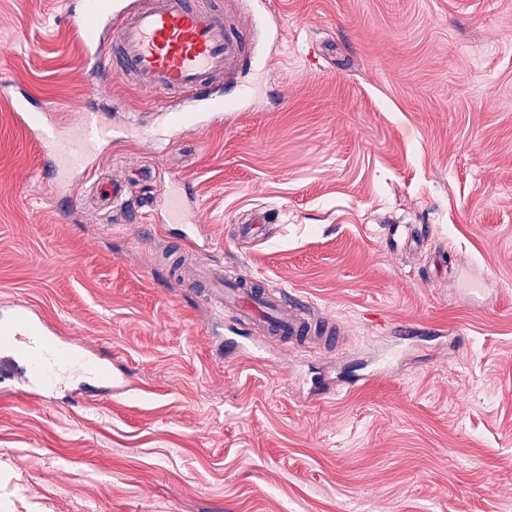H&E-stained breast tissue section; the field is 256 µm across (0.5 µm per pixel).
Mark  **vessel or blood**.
I'll use <instances>...</instances> for the list:
<instances>
[{
    "label": "vessel or blood",
    "mask_w": 512,
    "mask_h": 512,
    "mask_svg": "<svg viewBox=\"0 0 512 512\" xmlns=\"http://www.w3.org/2000/svg\"><path fill=\"white\" fill-rule=\"evenodd\" d=\"M70 27L80 37L86 61L96 72L93 96L112 93V77L128 80L163 99L178 100L179 127L207 125V109L217 99L214 88L224 79L231 47L224 27L223 0H83L71 14ZM16 118L36 139L49 170L73 175L89 172L98 148L121 132L86 108L74 120H45L15 104ZM177 181L162 187L168 215L186 224L198 221L185 210ZM101 201L131 208L117 181L97 184ZM254 278L243 275L238 286L224 292V273L214 269L208 283L216 311L233 309L239 321L275 317L274 334L302 336L314 321L312 307L289 300L282 289L256 293ZM93 379L99 394L111 393L125 374L101 363L81 340L62 338L57 326L35 306L17 302L10 315L0 316V388L37 393L53 402L47 388L66 380Z\"/></svg>",
    "instance_id": "obj_1"
}]
</instances>
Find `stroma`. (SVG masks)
I'll return each instance as SVG.
<instances>
[{"instance_id":"1","label":"stroma","mask_w":512,"mask_h":512,"mask_svg":"<svg viewBox=\"0 0 512 512\" xmlns=\"http://www.w3.org/2000/svg\"><path fill=\"white\" fill-rule=\"evenodd\" d=\"M0 0V82L75 115L94 73L66 16ZM243 111L104 145L48 199L0 99V307L111 355L125 390L0 391V512H512V0H224ZM103 117L165 113L120 81ZM194 188L227 275L306 299L334 345L285 350L175 266L161 201L103 224L113 173ZM265 211L262 241L240 215Z\"/></svg>"}]
</instances>
